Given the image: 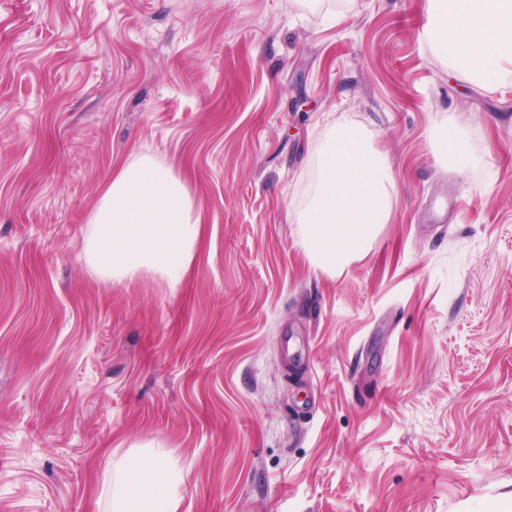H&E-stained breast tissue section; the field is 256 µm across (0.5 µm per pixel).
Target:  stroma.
<instances>
[{
  "instance_id": "1",
  "label": "stroma",
  "mask_w": 512,
  "mask_h": 512,
  "mask_svg": "<svg viewBox=\"0 0 512 512\" xmlns=\"http://www.w3.org/2000/svg\"><path fill=\"white\" fill-rule=\"evenodd\" d=\"M425 0H0V512H112L113 453L179 512H512V86L423 46ZM467 131L482 165H441ZM396 180L336 272L299 217L328 131ZM173 170L178 287L83 258L99 198ZM432 145L442 157L448 156V161L458 166L468 165L471 161V152L467 138L463 131L454 130L451 135L434 134ZM185 483L186 474L160 455L113 453L101 494L111 499L114 512H178Z\"/></svg>"
}]
</instances>
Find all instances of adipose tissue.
I'll return each mask as SVG.
<instances>
[{
    "mask_svg": "<svg viewBox=\"0 0 512 512\" xmlns=\"http://www.w3.org/2000/svg\"><path fill=\"white\" fill-rule=\"evenodd\" d=\"M427 50L471 79L512 81V0H426ZM322 177L302 218L314 262L343 268L387 223L395 177L353 128L332 129L320 156ZM87 265L122 283L160 276L177 287L191 270L203 225L187 187L171 170L145 162L119 168L100 196ZM186 475L161 456L113 454L101 494L113 512H178Z\"/></svg>",
    "mask_w": 512,
    "mask_h": 512,
    "instance_id": "obj_1",
    "label": "adipose tissue"
}]
</instances>
